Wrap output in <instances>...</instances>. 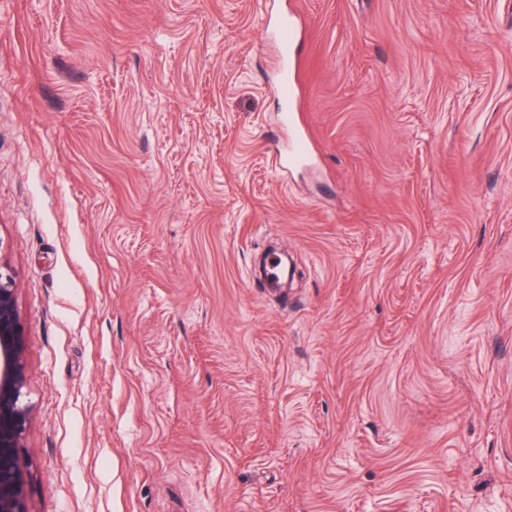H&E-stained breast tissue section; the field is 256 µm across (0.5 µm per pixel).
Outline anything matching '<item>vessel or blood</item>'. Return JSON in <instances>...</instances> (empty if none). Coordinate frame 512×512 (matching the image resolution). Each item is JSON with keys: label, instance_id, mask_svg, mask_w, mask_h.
<instances>
[{"label": "vessel or blood", "instance_id": "1", "mask_svg": "<svg viewBox=\"0 0 512 512\" xmlns=\"http://www.w3.org/2000/svg\"><path fill=\"white\" fill-rule=\"evenodd\" d=\"M261 26L272 36L277 44L278 53L275 62V80L273 86L286 108L280 133L282 144L274 145L273 157L276 166L285 169L288 166L307 161L304 133L290 106L294 99L295 74L297 62L293 53L294 44L301 32V21L293 10H265L261 15Z\"/></svg>", "mask_w": 512, "mask_h": 512}]
</instances>
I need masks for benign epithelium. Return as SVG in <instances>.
I'll list each match as a JSON object with an SVG mask.
<instances>
[{
  "label": "benign epithelium",
  "instance_id": "1",
  "mask_svg": "<svg viewBox=\"0 0 512 512\" xmlns=\"http://www.w3.org/2000/svg\"><path fill=\"white\" fill-rule=\"evenodd\" d=\"M17 283L0 262V512H28L21 493L25 457L19 452L32 412L21 344Z\"/></svg>",
  "mask_w": 512,
  "mask_h": 512
}]
</instances>
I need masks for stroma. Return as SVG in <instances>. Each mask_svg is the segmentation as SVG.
Masks as SVG:
<instances>
[{
    "instance_id": "obj_1",
    "label": "stroma",
    "mask_w": 512,
    "mask_h": 512,
    "mask_svg": "<svg viewBox=\"0 0 512 512\" xmlns=\"http://www.w3.org/2000/svg\"><path fill=\"white\" fill-rule=\"evenodd\" d=\"M265 2L0 0L26 506L512 512V0ZM301 25L300 19L291 9L276 12L272 9H265L261 14V26L265 34L274 38L278 48L273 86L285 107L280 127L281 135L278 138H284L287 141L283 146L279 143H273V157L275 165L281 169L305 162L310 158L304 133L297 122L295 113L291 112L297 67L293 47L300 35Z\"/></svg>"
}]
</instances>
